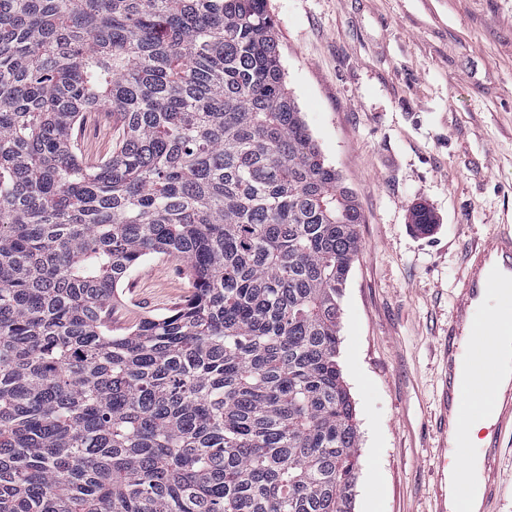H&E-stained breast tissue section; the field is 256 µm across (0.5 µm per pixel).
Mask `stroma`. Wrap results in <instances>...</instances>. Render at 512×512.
<instances>
[{
  "label": "stroma",
  "mask_w": 512,
  "mask_h": 512,
  "mask_svg": "<svg viewBox=\"0 0 512 512\" xmlns=\"http://www.w3.org/2000/svg\"><path fill=\"white\" fill-rule=\"evenodd\" d=\"M286 82L364 222L340 302L338 361L355 405L352 512H433L440 488V349L464 248L512 230V0H268ZM82 155L120 136L86 113ZM435 223L416 231L415 205ZM180 259L120 288L112 327L176 307Z\"/></svg>",
  "instance_id": "obj_1"
}]
</instances>
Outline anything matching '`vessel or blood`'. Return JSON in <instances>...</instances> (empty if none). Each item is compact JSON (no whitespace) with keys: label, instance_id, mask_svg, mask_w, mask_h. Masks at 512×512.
Segmentation results:
<instances>
[{"label":"vessel or blood","instance_id":"b4317fda","mask_svg":"<svg viewBox=\"0 0 512 512\" xmlns=\"http://www.w3.org/2000/svg\"><path fill=\"white\" fill-rule=\"evenodd\" d=\"M512 336V235L492 232L471 242L454 297V315L443 349L441 409L448 437L443 448L465 463L464 430L483 422V463L476 487L438 495L434 512H491L500 493L495 471L499 437L512 431V377L501 376L502 337Z\"/></svg>","mask_w":512,"mask_h":512}]
</instances>
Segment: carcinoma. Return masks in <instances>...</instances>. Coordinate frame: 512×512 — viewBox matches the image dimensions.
<instances>
[{
	"instance_id": "1",
	"label": "carcinoma",
	"mask_w": 512,
	"mask_h": 512,
	"mask_svg": "<svg viewBox=\"0 0 512 512\" xmlns=\"http://www.w3.org/2000/svg\"><path fill=\"white\" fill-rule=\"evenodd\" d=\"M362 221L267 0H0V512H351ZM153 255L191 294L117 332ZM79 135L83 140V157L97 160L112 153L120 136L119 124L104 110L86 112Z\"/></svg>"
}]
</instances>
